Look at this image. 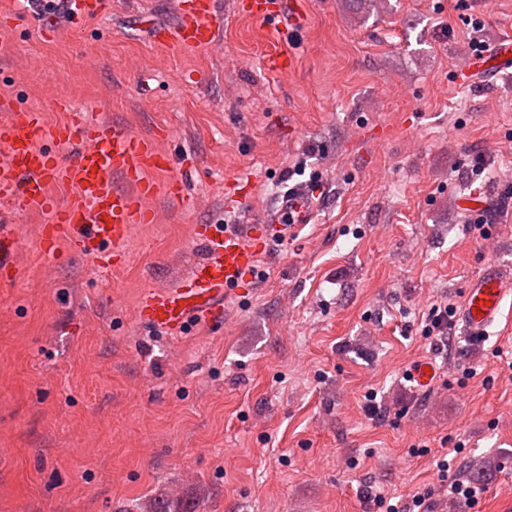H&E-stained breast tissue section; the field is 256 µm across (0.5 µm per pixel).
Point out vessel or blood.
I'll list each match as a JSON object with an SVG mask.
<instances>
[{"label":"vessel or blood","instance_id":"vessel-or-blood-1","mask_svg":"<svg viewBox=\"0 0 512 512\" xmlns=\"http://www.w3.org/2000/svg\"><path fill=\"white\" fill-rule=\"evenodd\" d=\"M112 0H67L68 19L77 24L102 15ZM179 20L159 26L154 40L183 51L205 50L216 40L217 0H179ZM512 57V38L495 42L466 69L454 72L459 85L473 76L495 77ZM54 107L71 113L70 122L48 126L42 112L0 102L8 112L0 122V203L21 205L41 212L46 220L39 228L44 251L59 242L73 244L81 252L108 262L120 260L118 251L134 225L153 222L145 201L157 194L183 195V180L172 175V159L154 140L135 136L119 125L89 123L82 108L60 98ZM70 146L69 154L53 153V146ZM168 173L166 183L155 174ZM123 177L133 192L116 188L113 177ZM70 190L71 198L58 202L50 187ZM317 207L307 188H293L275 207L268 209L260 225L245 224L238 232L225 231L219 224H200L195 237L204 254L190 272L172 288L144 289L137 300L135 317L140 325L160 329L172 336L184 333L197 320L209 326L224 324V296L237 290L244 275L253 268L263 240H288L298 225L309 223ZM292 223H285V215ZM17 240L7 225H0V275L15 269ZM512 293V279H506L495 263H487L482 274L467 288L459 318L468 334L487 335L501 314L503 301Z\"/></svg>","mask_w":512,"mask_h":512}]
</instances>
